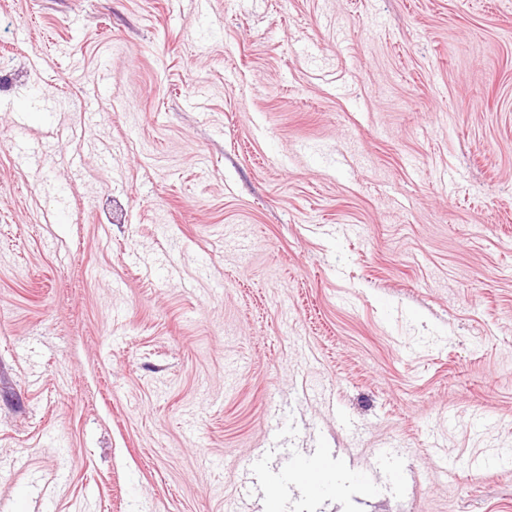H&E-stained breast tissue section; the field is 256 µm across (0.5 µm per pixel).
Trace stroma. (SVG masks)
Here are the masks:
<instances>
[{"label":"stroma","mask_w":512,"mask_h":512,"mask_svg":"<svg viewBox=\"0 0 512 512\" xmlns=\"http://www.w3.org/2000/svg\"><path fill=\"white\" fill-rule=\"evenodd\" d=\"M0 77V512H512V0H0Z\"/></svg>","instance_id":"35a3bbf8"}]
</instances>
